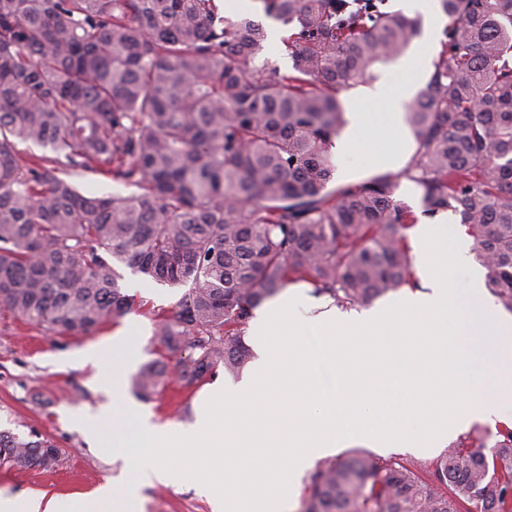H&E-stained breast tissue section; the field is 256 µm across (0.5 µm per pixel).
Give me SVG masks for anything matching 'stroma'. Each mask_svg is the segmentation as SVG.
<instances>
[{
  "label": "stroma",
  "instance_id": "35a3bbf8",
  "mask_svg": "<svg viewBox=\"0 0 512 512\" xmlns=\"http://www.w3.org/2000/svg\"><path fill=\"white\" fill-rule=\"evenodd\" d=\"M334 181L357 182L386 170L403 167V160L371 162L366 149L334 153ZM119 284L131 301L129 312L90 335L50 334L12 314L0 312V430L25 434L37 430L56 442L61 458L49 470L0 465V497L60 496L78 499L110 480L125 479L123 460L113 459L111 448L89 440L72 422L78 411H97L112 401V363L86 361V349L126 331L133 346L130 372L159 359L154 337L158 315L168 313L180 290L157 283L117 265ZM203 388H181L170 383L152 400L140 399L125 385L127 401L162 422L188 424L202 409ZM139 512H212L196 481L173 487L156 484L140 492Z\"/></svg>",
  "mask_w": 512,
  "mask_h": 512
}]
</instances>
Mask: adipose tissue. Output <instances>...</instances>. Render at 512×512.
Listing matches in <instances>:
<instances>
[{
    "instance_id": "ef3b65f1",
    "label": "adipose tissue",
    "mask_w": 512,
    "mask_h": 512,
    "mask_svg": "<svg viewBox=\"0 0 512 512\" xmlns=\"http://www.w3.org/2000/svg\"><path fill=\"white\" fill-rule=\"evenodd\" d=\"M403 8L412 16H420L422 31L413 42L411 58L405 61V68L412 75L400 89H391L385 84L359 88L350 96L348 123L338 142L342 151L357 145L380 148L383 140H398L403 134L401 114L412 102L422 78L421 71L431 60V51L444 25L436 8V0H401ZM372 103L374 111H363V103Z\"/></svg>"
}]
</instances>
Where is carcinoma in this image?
<instances>
[{
    "mask_svg": "<svg viewBox=\"0 0 512 512\" xmlns=\"http://www.w3.org/2000/svg\"><path fill=\"white\" fill-rule=\"evenodd\" d=\"M291 25V71L255 65L262 23L216 0H0V310L51 334L124 317L114 262L182 290L155 336L187 388L235 376L253 311L290 282L341 308L411 282L394 198L452 211L512 311V0H439L446 40L407 107V164L329 187L337 94L403 55L421 20L386 0H259ZM50 148L23 157L17 142ZM85 171L137 191L86 196ZM172 371L133 380L145 399ZM60 450L0 431V464L49 469ZM303 512H512V425L427 467L356 452L319 462Z\"/></svg>",
    "mask_w": 512,
    "mask_h": 512,
    "instance_id": "obj_1",
    "label": "carcinoma"
}]
</instances>
